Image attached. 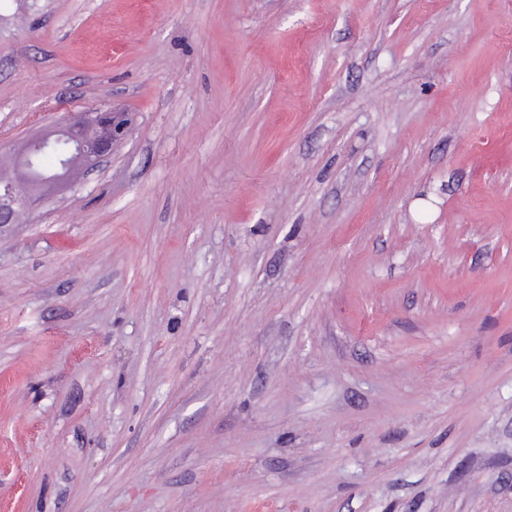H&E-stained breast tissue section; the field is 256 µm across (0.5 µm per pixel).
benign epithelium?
<instances>
[{"label": "benign epithelium", "instance_id": "obj_1", "mask_svg": "<svg viewBox=\"0 0 512 512\" xmlns=\"http://www.w3.org/2000/svg\"><path fill=\"white\" fill-rule=\"evenodd\" d=\"M126 130L123 112L96 109L68 117L61 123L0 151V227L16 224L22 214H33L51 198L72 188L80 177L98 169L112 156ZM50 155L54 166L41 167Z\"/></svg>", "mask_w": 512, "mask_h": 512}]
</instances>
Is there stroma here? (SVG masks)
<instances>
[{
	"instance_id": "obj_1",
	"label": "stroma",
	"mask_w": 512,
	"mask_h": 512,
	"mask_svg": "<svg viewBox=\"0 0 512 512\" xmlns=\"http://www.w3.org/2000/svg\"><path fill=\"white\" fill-rule=\"evenodd\" d=\"M0 512H512V0H0ZM126 121L125 112L112 109L81 112L5 152L1 147V168L8 174L0 176V227L17 224L20 215L37 212L98 169L123 138ZM46 155L54 158L49 170L41 167Z\"/></svg>"
}]
</instances>
